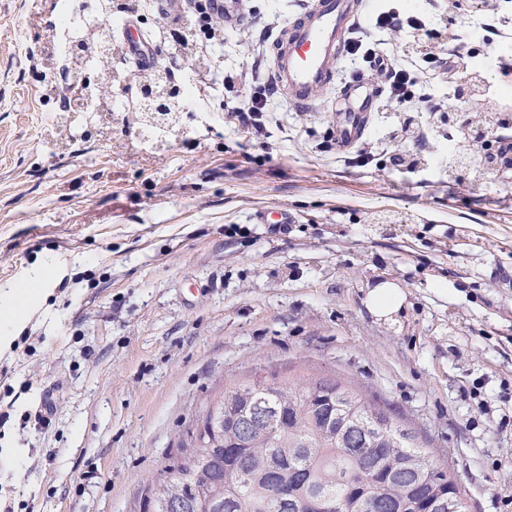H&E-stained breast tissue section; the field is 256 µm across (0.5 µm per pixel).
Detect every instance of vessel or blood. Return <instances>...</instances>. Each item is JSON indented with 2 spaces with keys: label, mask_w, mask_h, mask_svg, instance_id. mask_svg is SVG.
Instances as JSON below:
<instances>
[{
  "label": "vessel or blood",
  "mask_w": 512,
  "mask_h": 512,
  "mask_svg": "<svg viewBox=\"0 0 512 512\" xmlns=\"http://www.w3.org/2000/svg\"><path fill=\"white\" fill-rule=\"evenodd\" d=\"M362 12L361 0H309L278 33L272 44L271 73L286 100L299 108L310 106L314 91L332 82ZM120 30L126 52L137 65L155 64L156 49L135 21L122 20ZM377 97V91L360 78L343 86L332 129L338 151H348L360 141Z\"/></svg>",
  "instance_id": "obj_1"
}]
</instances>
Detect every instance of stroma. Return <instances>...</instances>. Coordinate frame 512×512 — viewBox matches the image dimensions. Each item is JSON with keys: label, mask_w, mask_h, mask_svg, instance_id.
<instances>
[{"label": "stroma", "mask_w": 512, "mask_h": 512, "mask_svg": "<svg viewBox=\"0 0 512 512\" xmlns=\"http://www.w3.org/2000/svg\"><path fill=\"white\" fill-rule=\"evenodd\" d=\"M304 0H244L239 22L181 54L159 43L185 110L146 136L131 93L112 117L64 113L109 66L72 62L70 23L127 16L151 36L192 5L168 0H0V289L20 288L24 326L0 329V512H147L195 418L233 387L338 379L420 436L455 477L468 512H512V169L477 159L450 180L447 134L416 105L375 108L355 151L329 129L344 56L307 109L278 95L260 129L231 109L263 91L271 36ZM445 28L458 70L512 99V16L490 0H395ZM417 93L459 109L457 86L411 52L410 27L381 31ZM414 158L393 164L396 155ZM284 224H260L261 209ZM391 281V321L366 307ZM406 301L402 288L395 283L384 281L370 288L366 305L368 310L380 318H391L398 313Z\"/></svg>", "instance_id": "obj_1"}]
</instances>
